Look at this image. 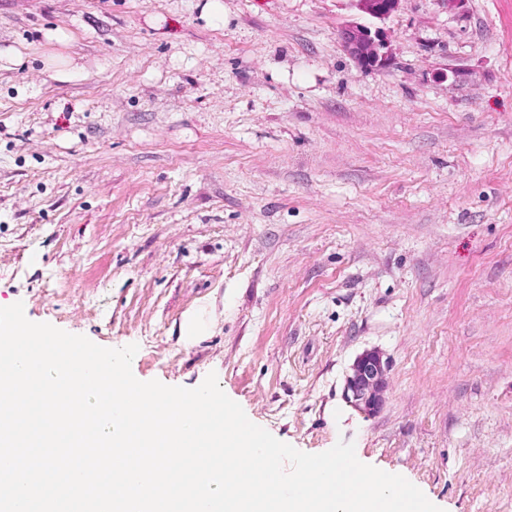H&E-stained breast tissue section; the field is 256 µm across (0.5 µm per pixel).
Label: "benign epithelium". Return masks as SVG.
<instances>
[{"label": "benign epithelium", "mask_w": 512, "mask_h": 512, "mask_svg": "<svg viewBox=\"0 0 512 512\" xmlns=\"http://www.w3.org/2000/svg\"><path fill=\"white\" fill-rule=\"evenodd\" d=\"M362 13L384 21L397 13L403 0H352ZM345 53L363 70H376L386 65V39L379 30L349 23L339 32ZM389 362L378 350L359 354L349 367L344 386V398L358 411L370 415L384 405L388 390Z\"/></svg>", "instance_id": "obj_1"}]
</instances>
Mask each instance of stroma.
Returning <instances> with one entry per match:
<instances>
[{"label": "stroma", "instance_id": "35a3bbf8", "mask_svg": "<svg viewBox=\"0 0 512 512\" xmlns=\"http://www.w3.org/2000/svg\"><path fill=\"white\" fill-rule=\"evenodd\" d=\"M17 302L137 345L138 380L216 373L280 441L354 443L442 512H512V0H0ZM374 348L367 417L343 386ZM354 6L371 18L384 21L397 13L403 0H352ZM345 53L363 70H376L386 65L388 56L386 39L380 30L349 23L339 32ZM390 365L379 350H366L349 367L344 398L358 411L370 415L384 405L388 390Z\"/></svg>", "mask_w": 512, "mask_h": 512}]
</instances>
